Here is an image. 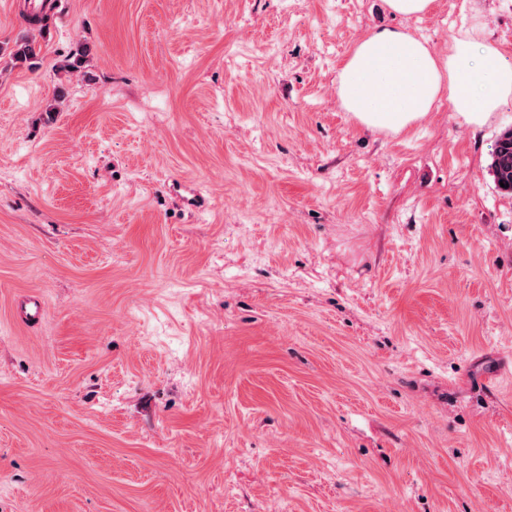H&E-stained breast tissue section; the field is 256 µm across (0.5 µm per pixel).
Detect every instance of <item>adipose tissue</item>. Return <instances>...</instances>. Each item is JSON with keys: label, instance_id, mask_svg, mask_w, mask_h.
Returning <instances> with one entry per match:
<instances>
[{"label": "adipose tissue", "instance_id": "obj_1", "mask_svg": "<svg viewBox=\"0 0 512 512\" xmlns=\"http://www.w3.org/2000/svg\"><path fill=\"white\" fill-rule=\"evenodd\" d=\"M336 95L343 110L370 130L406 131L443 96L478 124L512 99V64L491 45L458 40L442 58L407 31L374 29L339 68Z\"/></svg>", "mask_w": 512, "mask_h": 512}]
</instances>
